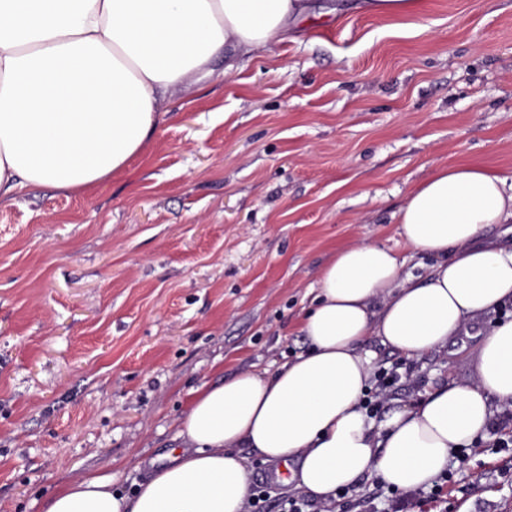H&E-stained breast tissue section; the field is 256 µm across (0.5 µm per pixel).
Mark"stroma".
Returning <instances> with one entry per match:
<instances>
[{
  "mask_svg": "<svg viewBox=\"0 0 512 512\" xmlns=\"http://www.w3.org/2000/svg\"><path fill=\"white\" fill-rule=\"evenodd\" d=\"M325 19L173 98L142 157L81 194L0 203V512H42L88 475L132 489L179 447L197 389L308 348L300 321L341 247L429 260L394 215L444 164L512 182V0H422ZM476 337L398 366L388 408L462 375ZM411 512H512V447L485 441L444 496ZM365 12L377 16H395L416 12L420 0H359Z\"/></svg>",
  "mask_w": 512,
  "mask_h": 512,
  "instance_id": "1",
  "label": "stroma"
}]
</instances>
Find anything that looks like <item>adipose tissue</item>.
Here are the masks:
<instances>
[{"label": "adipose tissue", "instance_id": "adipose-tissue-1", "mask_svg": "<svg viewBox=\"0 0 512 512\" xmlns=\"http://www.w3.org/2000/svg\"><path fill=\"white\" fill-rule=\"evenodd\" d=\"M310 0H0V201L26 187L83 192L144 151L173 97L233 50L288 40ZM398 234L433 260L403 277L393 249L360 241L319 270L303 315L306 352L263 373L199 389L181 447L133 494L87 476L44 512H246L249 452L287 465L288 485L321 505L374 475L405 491L433 484L455 450L487 439L512 408V320L482 332L464 376L374 421L364 406L371 339L418 359L512 301V191L468 163L437 167L398 210Z\"/></svg>", "mask_w": 512, "mask_h": 512}]
</instances>
